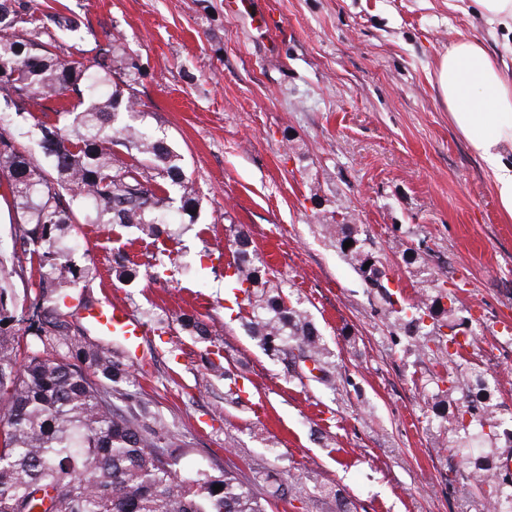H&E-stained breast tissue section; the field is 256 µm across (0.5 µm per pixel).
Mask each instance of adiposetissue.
I'll return each instance as SVG.
<instances>
[{
	"mask_svg": "<svg viewBox=\"0 0 512 512\" xmlns=\"http://www.w3.org/2000/svg\"><path fill=\"white\" fill-rule=\"evenodd\" d=\"M434 84L512 219V69L482 40L464 36L439 56Z\"/></svg>",
	"mask_w": 512,
	"mask_h": 512,
	"instance_id": "obj_1",
	"label": "adipose tissue"
}]
</instances>
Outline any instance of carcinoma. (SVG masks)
I'll use <instances>...</instances> for the list:
<instances>
[{
	"mask_svg": "<svg viewBox=\"0 0 512 512\" xmlns=\"http://www.w3.org/2000/svg\"><path fill=\"white\" fill-rule=\"evenodd\" d=\"M64 31H78L74 17L54 12L38 19L30 5L0 0V98L17 115L53 114L35 123L44 165L20 149L0 110V172L8 178L9 205L27 224L24 244L35 246L29 278L36 291L24 295L21 312L30 313L28 329L37 340L16 368L20 318L10 308L9 288L17 256L0 253V393L8 396L0 407V512H270L269 500L233 469L199 468L175 477L183 456L175 435L159 419L148 424L114 405L112 385L129 379L128 365L72 334L59 318L58 303L95 272L76 268L59 247L73 225L112 224L159 238L167 233L160 210L171 200L170 189H178L188 223L200 208L181 156L165 140L133 124L111 132L117 115L134 111L138 101L140 68L133 58L98 42L78 50V58L62 57L53 51L52 34ZM332 227L340 252L392 317L394 334L435 358L448 355L447 344L457 337L443 328L455 298L444 284L423 280L418 298L404 297L389 286L383 262L364 247L349 213L332 215ZM233 244V260L224 266L232 275L224 283L241 295L236 317L250 311V336L287 372L336 387L343 376L315 323L272 282L247 232L234 230ZM112 273L134 280L139 264L117 253ZM181 325L196 336L208 334L194 314L183 315ZM472 377L465 389L436 388L434 405L452 402L457 424L482 429L496 409L483 375ZM224 387L231 402L250 404L228 370ZM473 473L492 504L512 502L488 463H474Z\"/></svg>",
	"mask_w": 512,
	"mask_h": 512,
	"instance_id": "cac0c4a2",
	"label": "carcinoma"
}]
</instances>
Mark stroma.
Wrapping results in <instances>:
<instances>
[{
    "instance_id": "stroma-1",
    "label": "stroma",
    "mask_w": 512,
    "mask_h": 512,
    "mask_svg": "<svg viewBox=\"0 0 512 512\" xmlns=\"http://www.w3.org/2000/svg\"><path fill=\"white\" fill-rule=\"evenodd\" d=\"M45 2L138 60L135 121L181 154L200 197L198 222L170 205L171 235L156 242L108 224L77 225L62 242L97 269L84 297L112 296L148 328L128 388L186 446L181 473L232 467L273 512H331V487L357 512H491L470 463L498 459L512 433V221L432 77L461 36L485 38L471 0H252L276 13L265 35L225 0ZM339 207L407 294L422 272L447 279L457 317L472 321L467 348L441 365L393 340L328 229ZM237 226L350 384L299 382L225 315ZM405 242L419 244L416 264ZM160 248L172 262L158 276L115 279L113 254L143 264ZM186 313L209 336L183 330ZM214 350L250 406L225 400ZM475 369L494 381L492 436L432 407V374L464 385ZM289 482L292 499L278 498Z\"/></svg>"
}]
</instances>
